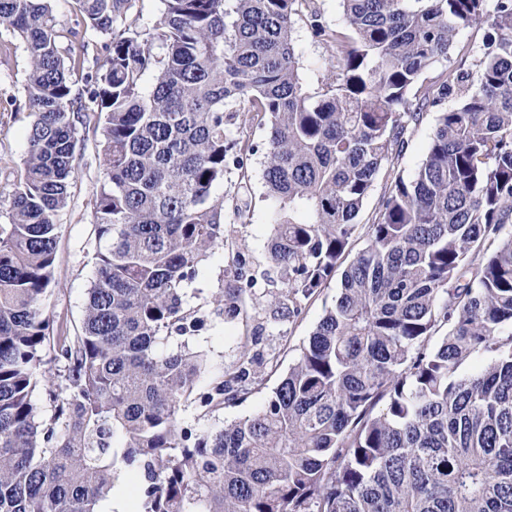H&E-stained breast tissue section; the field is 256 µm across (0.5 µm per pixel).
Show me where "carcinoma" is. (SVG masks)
I'll return each instance as SVG.
<instances>
[{
  "label": "carcinoma",
  "instance_id": "obj_1",
  "mask_svg": "<svg viewBox=\"0 0 512 512\" xmlns=\"http://www.w3.org/2000/svg\"><path fill=\"white\" fill-rule=\"evenodd\" d=\"M52 2L0 0L31 117L0 224V512H98L124 471L138 512H512V0H341L336 25L311 9L331 70L313 90L292 38L311 0H162L150 21L137 0H74L109 38L82 89L84 51L60 47ZM465 26L486 27L477 78L425 82ZM450 96L344 262L382 163ZM85 111L104 118L95 270L81 331L56 349L44 300ZM252 126L282 309L346 267L263 406L195 430L190 397L210 413L249 394L247 348L195 393L208 358L185 289L224 244L212 189L254 151L230 128ZM250 287L234 273L224 308Z\"/></svg>",
  "mask_w": 512,
  "mask_h": 512
}]
</instances>
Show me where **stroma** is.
Masks as SVG:
<instances>
[{
  "label": "stroma",
  "mask_w": 512,
  "mask_h": 512,
  "mask_svg": "<svg viewBox=\"0 0 512 512\" xmlns=\"http://www.w3.org/2000/svg\"><path fill=\"white\" fill-rule=\"evenodd\" d=\"M483 28L462 29L455 38L447 61L434 64L427 72L436 77L446 67H463L475 71L483 43ZM293 40L300 52L299 75L308 88H316L327 75V47L313 37L306 17L296 18ZM8 43L0 53V224L9 221V194L18 169L23 165L29 126L24 107V85L28 60L22 43L8 32L0 33V43ZM435 108H428L419 121L411 125L408 144L399 157L381 166L357 218L358 230L351 240L352 250H359L366 240L367 227L381 197L388 191L392 173L413 178L435 129ZM80 139L76 163L78 175L69 204L59 215V230L53 282L45 309L61 337L74 336L80 329L93 275L94 244L90 237L91 207L102 182L99 159L102 122L97 113H81L76 123ZM250 139L254 152L244 155L241 165H230L222 186L214 188L213 199L224 202L223 247L198 265L193 281L186 289L188 302L199 308L204 325L192 343L208 354L210 371L201 375L197 388L206 390L218 369L235 361L242 347L254 344L260 352L277 357V367L261 365L249 397L242 404L201 415L196 406L182 413L183 422L198 430L219 429L259 409L267 396L287 372L292 360L306 344L310 333L330 310L339 293V279H331L313 298L301 301L298 314L283 315L278 275L268 254L271 202L265 194L263 165L265 140L260 129H253ZM248 174L247 190L239 188L240 172ZM247 200L249 217L239 221L234 206ZM242 257L256 275L246 314L230 317L222 313L216 298L224 287L235 257Z\"/></svg>",
  "instance_id": "35a3bbf8"
}]
</instances>
